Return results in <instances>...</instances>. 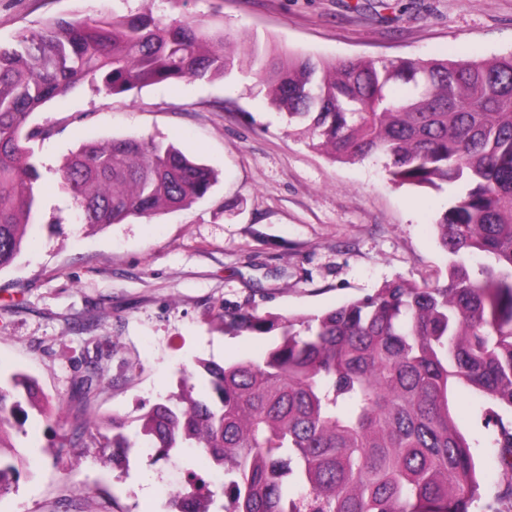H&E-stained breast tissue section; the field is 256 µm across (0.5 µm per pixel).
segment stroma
I'll return each instance as SVG.
<instances>
[{"label":"stroma","mask_w":512,"mask_h":512,"mask_svg":"<svg viewBox=\"0 0 512 512\" xmlns=\"http://www.w3.org/2000/svg\"><path fill=\"white\" fill-rule=\"evenodd\" d=\"M0 0V46L57 17L216 15L244 44L224 77L109 95L81 81L31 117L53 135L31 141L41 178L36 240L0 271V373L24 371L49 395H69L88 350L111 338L110 385L94 405L131 420L177 391L180 367L231 362L269 337L213 329L219 309L313 316L398 278L431 279L447 262L433 226L461 192L393 184L383 159L338 163L289 124L247 69L250 50L326 60L363 57L487 60L512 52V0ZM137 137L180 148L217 180L189 206L85 229L59 188L80 145ZM489 403L457 385L450 409L471 444L481 484L476 512H512V483L486 444ZM68 428L30 424L17 444L34 461L0 512H168L177 465L150 449L119 470L91 454L67 478Z\"/></svg>","instance_id":"stroma-1"}]
</instances>
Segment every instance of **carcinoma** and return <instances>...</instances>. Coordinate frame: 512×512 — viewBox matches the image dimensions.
<instances>
[{
    "label": "carcinoma",
    "instance_id": "cac0c4a2",
    "mask_svg": "<svg viewBox=\"0 0 512 512\" xmlns=\"http://www.w3.org/2000/svg\"><path fill=\"white\" fill-rule=\"evenodd\" d=\"M232 62L214 19L166 24L148 7L58 18L0 47V270L30 243L40 172L27 143L53 134L30 125L34 112L85 79L116 94L222 77ZM253 65L288 123L306 124L333 159L380 156L399 186L464 187L434 224L446 269L310 317L216 313L224 334L267 335L270 347L183 369L179 393L146 408L133 436L128 421L93 411L110 346L85 360L71 411L31 375H0V498L29 464L15 435L32 410L71 417L70 475L85 448L119 468L140 448L163 459L200 449L224 483L213 489L185 470L170 512H471L480 485L449 408L455 384L493 401L489 442L512 474V53L330 62L272 50ZM59 175L81 224L99 229L188 206L215 179L175 146L137 138L85 143Z\"/></svg>",
    "mask_w": 512,
    "mask_h": 512
}]
</instances>
